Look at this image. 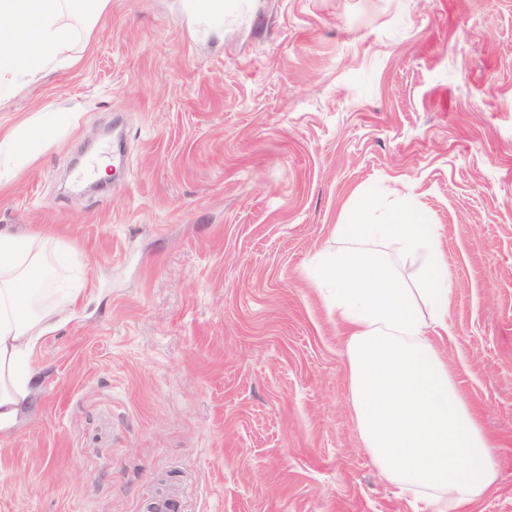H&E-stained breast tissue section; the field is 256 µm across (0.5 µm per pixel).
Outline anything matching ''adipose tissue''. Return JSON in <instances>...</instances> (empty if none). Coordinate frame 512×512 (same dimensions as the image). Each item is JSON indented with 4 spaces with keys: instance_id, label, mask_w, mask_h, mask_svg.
<instances>
[{
    "instance_id": "1",
    "label": "adipose tissue",
    "mask_w": 512,
    "mask_h": 512,
    "mask_svg": "<svg viewBox=\"0 0 512 512\" xmlns=\"http://www.w3.org/2000/svg\"><path fill=\"white\" fill-rule=\"evenodd\" d=\"M108 0H0V77H36L68 56L74 26H93ZM368 199L336 225L321 277L346 329L345 379L360 440L398 495L426 512H465L495 483L493 441L458 390L427 327L448 331L450 280L437 225L393 212L370 224ZM417 264L409 287L398 264ZM56 251L35 233L0 230V423L24 398L22 361L58 322Z\"/></svg>"
}]
</instances>
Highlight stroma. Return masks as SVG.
Returning <instances> with one entry per match:
<instances>
[{
    "label": "stroma",
    "instance_id": "1",
    "mask_svg": "<svg viewBox=\"0 0 512 512\" xmlns=\"http://www.w3.org/2000/svg\"><path fill=\"white\" fill-rule=\"evenodd\" d=\"M110 0L69 59L0 86V229L75 297L0 427V512H413L360 441L317 254L356 196L439 228L438 345L498 443L470 512H512V0ZM125 131L102 189L77 157ZM240 5L236 0H187L186 10L200 22L212 26L224 24Z\"/></svg>",
    "mask_w": 512,
    "mask_h": 512
}]
</instances>
